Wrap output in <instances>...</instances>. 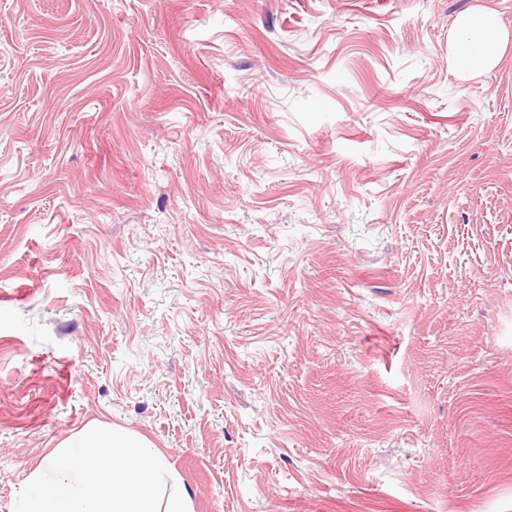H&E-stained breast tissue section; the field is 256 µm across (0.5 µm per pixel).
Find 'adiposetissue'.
Returning a JSON list of instances; mask_svg holds the SVG:
<instances>
[{
	"mask_svg": "<svg viewBox=\"0 0 512 512\" xmlns=\"http://www.w3.org/2000/svg\"><path fill=\"white\" fill-rule=\"evenodd\" d=\"M501 49V27L490 12L475 11L462 17L454 53L456 67L480 72L497 65Z\"/></svg>",
	"mask_w": 512,
	"mask_h": 512,
	"instance_id": "ef3b65f1",
	"label": "adipose tissue"
}]
</instances>
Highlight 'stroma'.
Instances as JSON below:
<instances>
[{
  "mask_svg": "<svg viewBox=\"0 0 512 512\" xmlns=\"http://www.w3.org/2000/svg\"><path fill=\"white\" fill-rule=\"evenodd\" d=\"M93 425L194 512H512V0H0V512ZM454 63L463 72H480L499 62L501 27L490 12L475 11L458 24Z\"/></svg>",
  "mask_w": 512,
  "mask_h": 512,
  "instance_id": "stroma-1",
  "label": "stroma"
}]
</instances>
